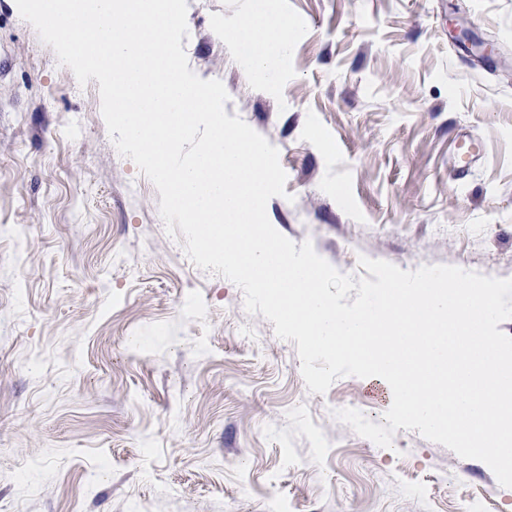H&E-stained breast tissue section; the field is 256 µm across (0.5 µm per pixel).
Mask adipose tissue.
Segmentation results:
<instances>
[{
    "instance_id": "adipose-tissue-1",
    "label": "adipose tissue",
    "mask_w": 512,
    "mask_h": 512,
    "mask_svg": "<svg viewBox=\"0 0 512 512\" xmlns=\"http://www.w3.org/2000/svg\"><path fill=\"white\" fill-rule=\"evenodd\" d=\"M291 32V23L272 9L270 0H248V9L235 26L232 48L248 70L269 81L288 52Z\"/></svg>"
}]
</instances>
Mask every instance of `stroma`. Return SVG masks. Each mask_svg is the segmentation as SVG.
<instances>
[{"label":"stroma","mask_w":512,"mask_h":512,"mask_svg":"<svg viewBox=\"0 0 512 512\" xmlns=\"http://www.w3.org/2000/svg\"><path fill=\"white\" fill-rule=\"evenodd\" d=\"M273 4L293 27L273 86L216 31L247 0H187L181 41L279 151L273 227L357 278L363 256L512 278V0ZM159 202L98 81L0 0V512H512L484 462L330 417L380 424L392 399L352 376L310 393L295 342L191 262Z\"/></svg>","instance_id":"obj_1"}]
</instances>
